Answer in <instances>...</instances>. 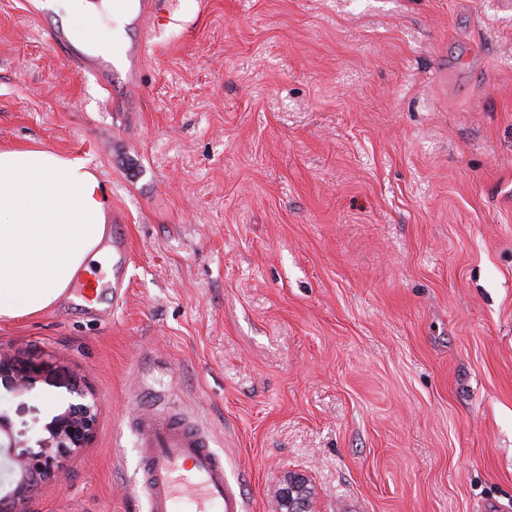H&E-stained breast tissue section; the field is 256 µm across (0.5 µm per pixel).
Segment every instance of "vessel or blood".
<instances>
[{"label": "vessel or blood", "mask_w": 512, "mask_h": 512, "mask_svg": "<svg viewBox=\"0 0 512 512\" xmlns=\"http://www.w3.org/2000/svg\"><path fill=\"white\" fill-rule=\"evenodd\" d=\"M140 38L121 58L89 52L70 42L60 28L48 32V40L69 63L103 90L112 87L116 68L126 72L128 86L138 90V76L161 0H124ZM141 453V474L134 491L142 496L148 512H177L179 503L193 512H244L243 500L228 480L223 457L211 445L198 424L162 410L144 408L133 420Z\"/></svg>", "instance_id": "1"}]
</instances>
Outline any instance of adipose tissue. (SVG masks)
<instances>
[{"label":"adipose tissue","instance_id":"ef3b65f1","mask_svg":"<svg viewBox=\"0 0 512 512\" xmlns=\"http://www.w3.org/2000/svg\"><path fill=\"white\" fill-rule=\"evenodd\" d=\"M110 202L85 160L0 148V320L55 307L105 258Z\"/></svg>","mask_w":512,"mask_h":512}]
</instances>
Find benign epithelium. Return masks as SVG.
<instances>
[{
    "mask_svg": "<svg viewBox=\"0 0 512 512\" xmlns=\"http://www.w3.org/2000/svg\"><path fill=\"white\" fill-rule=\"evenodd\" d=\"M76 400L68 405L61 416L53 438L41 454L29 457L23 453L16 455L19 480L12 498L0 497V512H18L14 501L24 499L39 486L55 477L57 458L82 447L93 430L96 421V406L84 401V394L76 389Z\"/></svg>",
    "mask_w": 512,
    "mask_h": 512,
    "instance_id": "1",
    "label": "benign epithelium"
}]
</instances>
